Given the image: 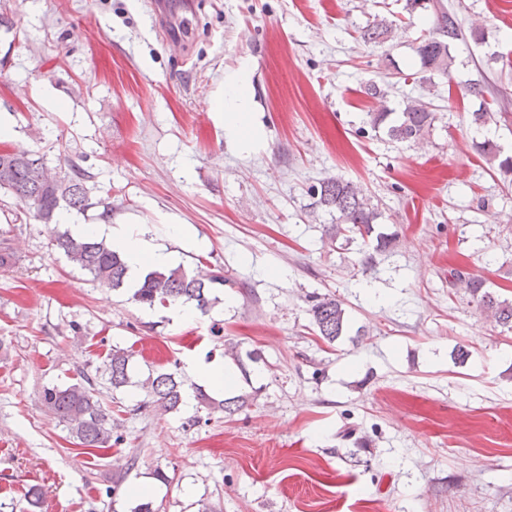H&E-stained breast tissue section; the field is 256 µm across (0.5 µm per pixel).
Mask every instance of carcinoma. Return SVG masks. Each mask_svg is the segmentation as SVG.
I'll return each instance as SVG.
<instances>
[{
    "label": "carcinoma",
    "instance_id": "carcinoma-1",
    "mask_svg": "<svg viewBox=\"0 0 512 512\" xmlns=\"http://www.w3.org/2000/svg\"><path fill=\"white\" fill-rule=\"evenodd\" d=\"M432 9L435 24L428 37L416 47L421 68L433 75L451 77L454 58L451 46L464 38L461 22L448 11L440 0H405V11L413 15L420 10ZM397 31V24L385 17H377L359 31L365 44L381 46L390 41ZM372 129H383L389 139L396 142H414L431 127L434 116L429 103L414 100L403 111L393 114L385 109L368 113ZM486 161L496 165L499 173L512 174V156L502 154L500 146L490 139L475 143ZM91 176L77 170L49 174L42 159L30 152H0V189L10 192L28 206L33 217L44 223H53L60 209L85 212L98 205L87 186ZM317 203L336 215V223L326 229L329 239L351 233L370 236L381 213L370 198L355 184L340 177H327L317 188ZM51 245L63 252L77 268L90 275L99 284L113 290L126 287L127 265L123 257L104 240L93 236L76 237L58 234ZM453 285L464 288L476 297L480 308L498 325L512 329V302L499 299L485 289L483 281L467 278L457 271L450 273ZM221 281L213 273L201 269L193 272L178 266L165 270H152L133 289L131 300L153 307L157 304H189L202 313L213 302L210 298L212 285ZM312 325L323 339L334 342L348 329L349 319L343 302L334 295L325 294L313 300L309 309ZM130 355L114 350L106 364L112 388L118 390L129 383ZM143 388L148 403L162 412L179 409L184 399V382L172 373H159L149 377ZM45 405L66 423L72 437L83 448H110L121 437H112V418L95 399L90 380L76 383L64 389L58 387L43 390Z\"/></svg>",
    "mask_w": 512,
    "mask_h": 512
}]
</instances>
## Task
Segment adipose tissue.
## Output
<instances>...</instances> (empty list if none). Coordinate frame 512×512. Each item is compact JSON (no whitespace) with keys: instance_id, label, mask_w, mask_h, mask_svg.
Masks as SVG:
<instances>
[{"instance_id":"ef3b65f1","label":"adipose tissue","mask_w":512,"mask_h":512,"mask_svg":"<svg viewBox=\"0 0 512 512\" xmlns=\"http://www.w3.org/2000/svg\"><path fill=\"white\" fill-rule=\"evenodd\" d=\"M248 86L249 70L243 65L225 75L224 86L215 99V110L223 116L225 137L237 142L246 141L252 130ZM60 221L71 224L66 214L61 215ZM71 226L74 235H100L109 239L127 263L131 285H138L147 271L167 268L173 263L170 252L155 246L132 228L107 224Z\"/></svg>"}]
</instances>
